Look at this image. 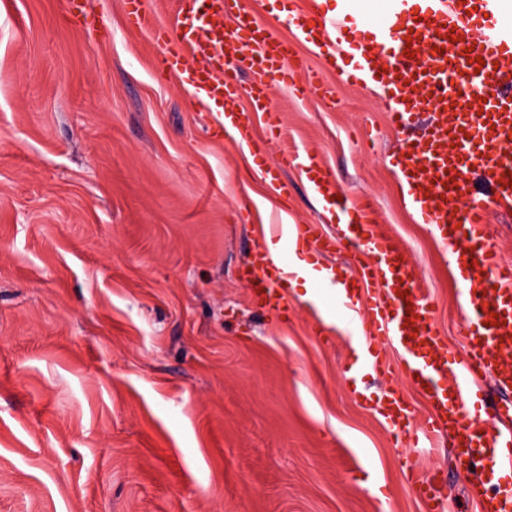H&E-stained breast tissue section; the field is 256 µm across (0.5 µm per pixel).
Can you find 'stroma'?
Here are the masks:
<instances>
[{
    "label": "stroma",
    "instance_id": "obj_1",
    "mask_svg": "<svg viewBox=\"0 0 512 512\" xmlns=\"http://www.w3.org/2000/svg\"><path fill=\"white\" fill-rule=\"evenodd\" d=\"M67 2L0 0V512H425L408 459L475 512L452 448L397 447L354 395L345 329L319 341L301 290L283 318L242 278L269 215L334 232L301 170L267 178L282 151L315 155L370 201L462 352L458 272L388 163L387 102L276 84L280 138L243 94L253 143L216 141L219 110L156 76L178 0H146L142 28L123 0L78 20ZM337 7L229 0L225 21L254 14L315 70L286 16Z\"/></svg>",
    "mask_w": 512,
    "mask_h": 512
}]
</instances>
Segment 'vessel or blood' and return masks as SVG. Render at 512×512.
<instances>
[{
  "label": "vessel or blood",
  "mask_w": 512,
  "mask_h": 512,
  "mask_svg": "<svg viewBox=\"0 0 512 512\" xmlns=\"http://www.w3.org/2000/svg\"><path fill=\"white\" fill-rule=\"evenodd\" d=\"M176 29L159 30L162 75L177 74L196 100L234 103L240 85L224 66L225 50L260 74L248 96L263 112L271 136H280L281 115L270 88L294 83L303 61L287 42L263 33L251 16L239 15L225 28L226 0H181ZM512 0H399L365 30L352 29L345 15L318 12L291 15L304 40L312 43L340 83L366 84L388 95V122L404 130L411 117L432 114L433 123L408 136L391 156L397 174L408 185L406 200L430 224L454 258L463 282L467 320L464 352L450 350L435 316L432 298L419 287L409 258L388 234L368 223L367 207L342 227L352 261L337 264L331 283L343 291L333 299L337 313L353 314V327L364 346L368 368L389 373L386 351L400 357V377L420 393L428 406L423 425L407 428L410 409L399 384L386 390L377 411L388 432L415 447L423 441L450 438L458 467L480 466L469 488L477 512H512V400L497 405L496 429H487L475 412L479 383L493 377L512 388V264L503 262L491 242L490 207L512 205V90L505 69L512 63V29L497 26L494 14ZM483 57L476 68L471 56ZM483 99L472 102L474 90ZM209 134L214 139L246 143L251 124L239 112L225 113ZM301 167L324 210L346 207L335 181L313 156L282 153L276 168ZM265 237H297L316 256L336 251V240L319 237L310 224H266ZM253 302L266 311L284 313L288 274L268 252L255 249L244 269ZM378 284L380 294L361 308V290ZM499 325H490L491 315ZM412 492L427 512H448L438 475L410 479Z\"/></svg>",
  "instance_id": "vessel-or-blood-1"
}]
</instances>
